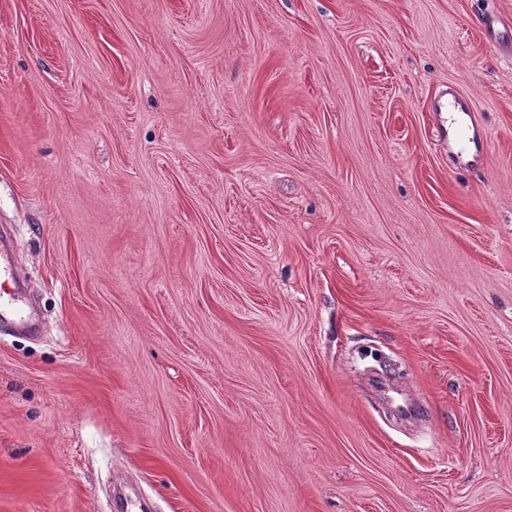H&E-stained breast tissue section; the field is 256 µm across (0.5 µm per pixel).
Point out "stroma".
<instances>
[{"mask_svg":"<svg viewBox=\"0 0 512 512\" xmlns=\"http://www.w3.org/2000/svg\"><path fill=\"white\" fill-rule=\"evenodd\" d=\"M512 0H0V512H512ZM484 154L452 167L434 102ZM448 100L439 102L434 112H448L450 115V128L452 135L456 139H467L457 153L456 166L469 167L477 163L481 157L482 148L480 140L467 137L470 130L468 125L469 112H471L469 104L458 94H449ZM24 306V299L17 290L2 289L0 292V322L22 320Z\"/></svg>","mask_w":512,"mask_h":512,"instance_id":"35a3bbf8","label":"stroma"}]
</instances>
